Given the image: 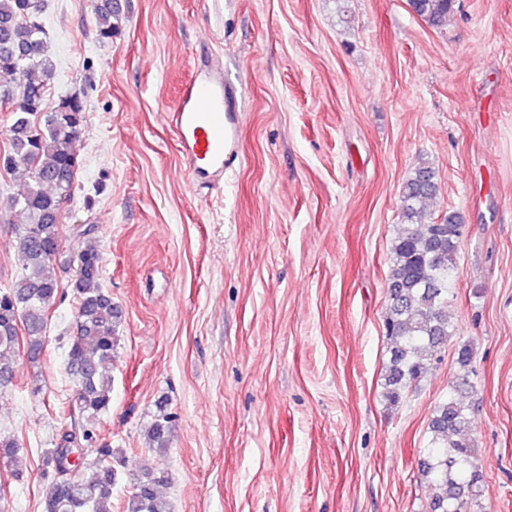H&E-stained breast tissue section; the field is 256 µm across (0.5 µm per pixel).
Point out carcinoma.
Masks as SVG:
<instances>
[{
  "mask_svg": "<svg viewBox=\"0 0 512 512\" xmlns=\"http://www.w3.org/2000/svg\"><path fill=\"white\" fill-rule=\"evenodd\" d=\"M414 13L428 25L443 28L454 0H409ZM40 0H0V102L9 99L20 109L7 114L6 146L0 149V175L22 187L13 199L15 215H0L12 225L9 246L21 270L12 285L0 289V390L13 385L14 365L20 353L29 362L41 361L49 316L55 306L70 299L74 328L69 337L65 369L74 384L67 402L77 416L79 431L65 432L62 440L82 456L96 447L97 456L79 462L74 473L53 481L43 512H112V496L120 480L123 452L100 437V419L112 405V358L122 310L102 287V253L96 245L67 242L61 208L70 199L79 170L74 143L85 121V109L61 99L46 109L55 67L48 54L41 22L29 17ZM112 0L97 7L99 36L116 33ZM438 186L433 167L420 162L406 177L400 196L401 224L390 251L385 327L391 339L385 366V398L397 404L415 385L434 356L459 337L448 314V292L455 283L457 255L464 224L456 212L427 219V209ZM74 271L67 284L55 265ZM473 352L458 343L453 388L438 402L429 422L430 440L420 461L421 474L437 494L430 512H467L477 496L481 471L472 437L474 405L466 400ZM174 416L166 406L146 431L147 447L167 451ZM17 439L0 435V467L24 478ZM165 472L147 469L123 504L124 512H170L160 493Z\"/></svg>",
  "mask_w": 512,
  "mask_h": 512,
  "instance_id": "cac0c4a2",
  "label": "carcinoma"
}]
</instances>
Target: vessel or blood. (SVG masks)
Here are the masks:
<instances>
[{"label":"vessel or blood","mask_w":512,"mask_h":512,"mask_svg":"<svg viewBox=\"0 0 512 512\" xmlns=\"http://www.w3.org/2000/svg\"><path fill=\"white\" fill-rule=\"evenodd\" d=\"M169 120L194 181L223 180L225 163L237 144V126L228 110L223 67L207 66L191 79Z\"/></svg>","instance_id":"obj_1"}]
</instances>
